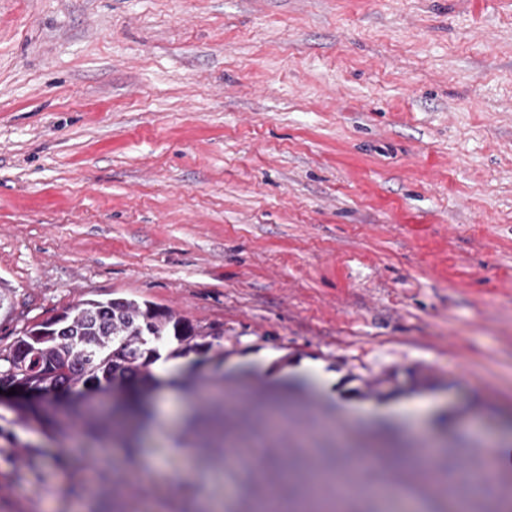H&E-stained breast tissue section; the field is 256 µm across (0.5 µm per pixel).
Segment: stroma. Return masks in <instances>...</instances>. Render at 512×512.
<instances>
[{
    "label": "stroma",
    "instance_id": "obj_1",
    "mask_svg": "<svg viewBox=\"0 0 512 512\" xmlns=\"http://www.w3.org/2000/svg\"><path fill=\"white\" fill-rule=\"evenodd\" d=\"M118 296L223 329L177 374L236 402L242 463L179 472L176 393L117 460L0 404V512H253L316 472L407 512L355 464L418 428L511 472L512 0H0V347Z\"/></svg>",
    "mask_w": 512,
    "mask_h": 512
}]
</instances>
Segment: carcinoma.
Instances as JSON below:
<instances>
[{"label":"carcinoma","mask_w":512,"mask_h":512,"mask_svg":"<svg viewBox=\"0 0 512 512\" xmlns=\"http://www.w3.org/2000/svg\"><path fill=\"white\" fill-rule=\"evenodd\" d=\"M222 335L212 325L194 323L148 300L87 299L25 326L12 345L0 348V388L15 389L16 399L7 407L22 423L60 437L80 431L93 442L129 450L151 420L148 400L162 385L153 370L158 344H167L168 360L211 351L222 356L224 347L214 343ZM106 388L123 391L108 413L89 406L75 415L58 399L63 391ZM176 440L189 452L222 462L224 406L217 402L195 411ZM464 454L468 469L457 476L461 492L485 471L488 452L466 448Z\"/></svg>","instance_id":"carcinoma-1"}]
</instances>
